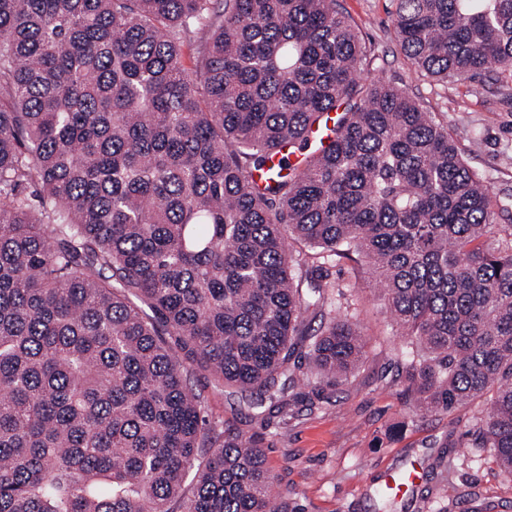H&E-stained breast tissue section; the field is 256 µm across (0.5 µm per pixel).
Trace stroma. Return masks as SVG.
<instances>
[{
	"mask_svg": "<svg viewBox=\"0 0 512 512\" xmlns=\"http://www.w3.org/2000/svg\"><path fill=\"white\" fill-rule=\"evenodd\" d=\"M372 56L368 80L405 89L435 113L456 138L469 166L487 182L495 200L512 197V83L421 77L402 53L394 30V0H337ZM336 291L369 338L368 354L348 380L329 392L323 409H299L287 424L261 428L237 413L240 394L209 387L205 416L217 429L238 425L263 433L267 465L278 478L288 512H375L373 492L396 470H417L406 512H466L468 497L488 512H512V475L490 449L474 447L471 433L484 408L476 401L450 413L419 412L396 381L401 337L379 298L363 259L330 270Z\"/></svg>",
	"mask_w": 512,
	"mask_h": 512,
	"instance_id": "35a3bbf8",
	"label": "stroma"
}]
</instances>
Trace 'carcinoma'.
Listing matches in <instances>:
<instances>
[{"label": "carcinoma", "instance_id": "obj_1", "mask_svg": "<svg viewBox=\"0 0 512 512\" xmlns=\"http://www.w3.org/2000/svg\"><path fill=\"white\" fill-rule=\"evenodd\" d=\"M394 28L434 81L512 68V0H396ZM369 65L336 0H0V512H281L191 375L266 427L342 384L353 253L406 392L486 401L512 475V225Z\"/></svg>", "mask_w": 512, "mask_h": 512}]
</instances>
